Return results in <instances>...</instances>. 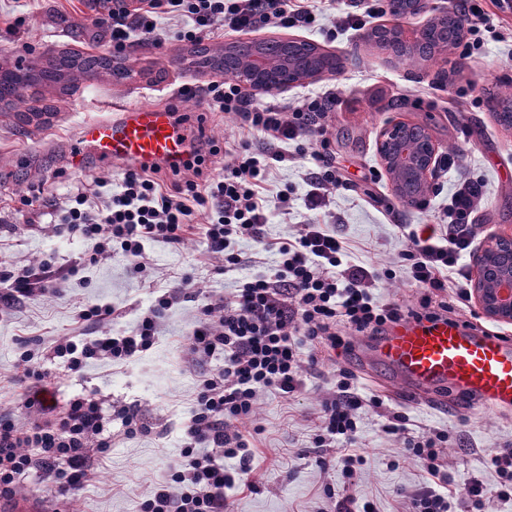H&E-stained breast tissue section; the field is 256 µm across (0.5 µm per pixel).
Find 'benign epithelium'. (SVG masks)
I'll use <instances>...</instances> for the list:
<instances>
[{
  "instance_id": "benign-epithelium-1",
  "label": "benign epithelium",
  "mask_w": 512,
  "mask_h": 512,
  "mask_svg": "<svg viewBox=\"0 0 512 512\" xmlns=\"http://www.w3.org/2000/svg\"><path fill=\"white\" fill-rule=\"evenodd\" d=\"M387 13L394 19L389 25L373 28L365 36V42L373 45L386 57L397 58V51L415 49L424 42L431 24L459 22L455 0L436 8L431 0H388ZM417 15L426 16L425 22L410 28L405 20ZM285 51L273 57L266 53V40L250 38L224 45V52L215 54L205 51L204 66L214 74L225 71L223 59L237 56L236 70L225 71L241 87L250 92H262L271 88L281 89L290 83L280 84L284 76L291 75L293 83L317 80L336 73L334 60L338 55L320 47L295 49L297 38H284ZM37 64L33 59H22L12 72L23 80L31 81ZM378 152L395 195L407 206L418 207L426 195L415 185L416 176L432 183L438 176L441 164L439 143L430 130L413 136L411 124L394 121L380 131ZM470 296L482 315L498 322L512 323V235H492L474 255Z\"/></svg>"
}]
</instances>
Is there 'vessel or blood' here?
<instances>
[{
  "instance_id": "obj_1",
  "label": "vessel or blood",
  "mask_w": 512,
  "mask_h": 512,
  "mask_svg": "<svg viewBox=\"0 0 512 512\" xmlns=\"http://www.w3.org/2000/svg\"><path fill=\"white\" fill-rule=\"evenodd\" d=\"M79 141L107 164L149 169L175 166L187 157L166 105L125 106L117 116L83 124ZM364 360L413 392L449 389L493 409L512 410V338L481 325L411 318L370 340Z\"/></svg>"
}]
</instances>
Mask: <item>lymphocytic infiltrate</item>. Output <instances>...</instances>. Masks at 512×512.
I'll return each mask as SVG.
<instances>
[{
  "label": "lymphocytic infiltrate",
  "instance_id": "lymphocytic-infiltrate-1",
  "mask_svg": "<svg viewBox=\"0 0 512 512\" xmlns=\"http://www.w3.org/2000/svg\"><path fill=\"white\" fill-rule=\"evenodd\" d=\"M173 14L191 20L180 39L192 41L218 30L247 33L257 27L288 29L315 22L313 10L290 5L288 0H150L148 9L133 15L117 7L100 15L96 24L109 32L116 49H123L132 30L161 43L154 14ZM339 99L326 91L302 106L288 108L255 104L232 78L212 81L204 101L206 111L239 118L242 126L260 133L266 150L246 137L208 151L192 150L181 166L158 174L127 166L120 192L104 205L78 194L69 210L68 229L89 242L79 262L61 268L48 261L0 270V283L9 291L0 302L41 296L88 267L110 258L114 251L141 261L145 246L161 242L179 248L193 235H201L209 254L223 257L225 266L241 265L231 252L232 239L246 238L272 254V265L251 277L230 296L200 295L192 277L186 276L164 294L131 330L115 336L88 339L64 337L53 348L55 357L66 359L69 370L79 371L87 361L122 365L149 350L159 333L166 310L184 301L203 299L202 316L184 344L196 361L222 359L223 368L201 374L184 424L186 444L170 478L157 484L140 505V512H227L228 490L247 483L254 472V453L249 434L238 423L249 418L261 395L275 389L296 394L304 367H315L323 353L349 348V336L382 333L407 318L451 320L456 304L465 303L469 275L458 262L474 249L471 216L482 196L475 179L461 181L451 197L439 232L409 230L410 245L401 258L409 280L420 290L417 305L379 302L370 292L379 278L376 269L342 266L346 245L325 224H303L285 242L268 241L264 228L269 207L288 210V195L268 197L264 187L277 163L288 162L275 150L283 141L297 142L300 154L313 167L305 175L310 187V208L321 207L328 194L348 189L336 168L324 136L326 119ZM223 154L224 171L212 175L207 155ZM24 368L15 382L30 420L17 427L0 418V497L12 495L18 479L41 469L46 484L64 496L78 490L91 467L88 448L107 451L112 446L111 415L92 398L70 400L64 410L49 403L41 386L45 371L38 348L25 350ZM353 376L345 369L336 373V388L322 405V421L313 439L319 453L318 468H340L346 483L356 476L354 455L334 458L326 448L333 442L355 445L359 400L351 393ZM387 433L402 441L407 456L417 460L429 476L428 485L410 498L409 512H452V497L440 491L443 434L411 435L401 413L390 414ZM207 451H198L199 443Z\"/></svg>",
  "mask_w": 512,
  "mask_h": 512
}]
</instances>
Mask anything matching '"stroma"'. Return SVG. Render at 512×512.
<instances>
[{
    "label": "stroma",
    "mask_w": 512,
    "mask_h": 512,
    "mask_svg": "<svg viewBox=\"0 0 512 512\" xmlns=\"http://www.w3.org/2000/svg\"><path fill=\"white\" fill-rule=\"evenodd\" d=\"M481 6L489 22L480 29V50L468 57L455 50L415 70L388 62L364 41L367 30L390 23V16L368 20L361 29L339 27L340 17L363 14V0H325L313 25L286 32L345 56L344 69L334 77L256 94L255 99L299 106L334 90L341 106L328 121L326 137L351 188L330 194L327 206L312 210L303 180L306 163L276 168L269 177V194L288 187L293 193L289 214L271 210L265 226L268 239L291 238L307 221L328 224L350 247L345 263L381 269L406 249L407 225L438 224L449 198L467 178L483 184L474 219L476 243L493 234H512V129L497 122L493 99L501 86L512 84V15L498 9L494 0H481ZM109 7L108 0H0V65H14L31 50L45 64L64 52L98 56L112 51L109 34L93 24ZM188 25L187 18L162 15L157 19L166 37L162 46L133 39L120 56L134 73L130 81L116 84L100 76L79 81L73 89H41L50 109L41 123L21 122L13 111L0 107V260L26 265L51 258L64 267L88 250V242L64 231L56 212L80 191L106 201L119 191L124 167L104 165L93 152L79 151L82 124L107 118L121 105L165 103L173 92L187 117L184 127L193 148L205 151L238 135L234 117L202 108L213 76L188 60L189 44L177 36ZM286 33L266 27L255 35L279 38ZM440 70L448 73L442 84L435 80ZM390 121L428 125L434 138L456 155L455 167L441 171L426 207L403 204L380 163L378 134ZM77 153L83 156L79 169L73 165ZM37 189L41 198L27 204L26 195ZM205 248L198 238L176 251L161 243L148 245L142 273L117 254L88 270L85 278L70 279L56 294L0 310V414L20 426L26 422L13 383L26 343L37 342L46 351L79 331L94 337L93 328L76 323L78 307L112 304L119 312L111 325L116 333L134 325L182 275L193 277L202 291L227 296L254 274V266L247 263L258 250L252 240L234 244L246 263L225 274L218 273L216 260L203 259ZM200 308V303L185 302L167 311L155 344L128 364L92 361L73 372L61 360H44V387L54 401L91 396L107 411L134 408L144 425L143 432L128 437L120 419H113L112 446L104 453L90 449L94 464L72 497L73 512H139L141 502L178 459L196 377L220 366L216 359L199 364L184 351ZM364 343L363 336H352L350 350H336L332 359L303 370L301 389L294 396L274 389L262 393L254 414L262 428L253 440L254 485L233 491L230 512H321L332 493L351 495L358 510L369 503L374 512H402L405 494L418 488L426 475L405 456L401 442L385 432L391 412L406 416L411 434H447L443 471L449 490L457 494L454 512H472L462 499L472 477L497 490L498 478L484 468L483 457L491 448H512V411L482 406L451 391L425 398L400 384L384 383L382 369L362 363ZM340 368L355 375L361 401L355 451L362 463L349 487L340 471L316 466L312 446L322 403L333 392Z\"/></svg>",
    "instance_id": "35a3bbf8"
}]
</instances>
